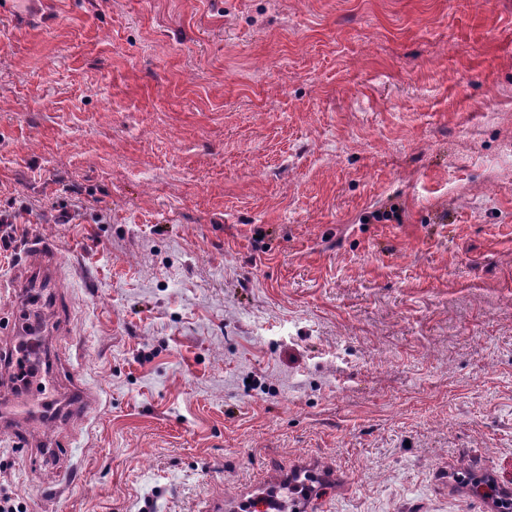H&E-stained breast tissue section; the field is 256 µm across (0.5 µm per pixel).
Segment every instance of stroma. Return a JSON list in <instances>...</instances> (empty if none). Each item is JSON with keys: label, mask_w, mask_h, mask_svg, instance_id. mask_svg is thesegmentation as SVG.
Instances as JSON below:
<instances>
[{"label": "stroma", "mask_w": 512, "mask_h": 512, "mask_svg": "<svg viewBox=\"0 0 512 512\" xmlns=\"http://www.w3.org/2000/svg\"><path fill=\"white\" fill-rule=\"evenodd\" d=\"M1 210L59 270L22 512L512 496V0H13Z\"/></svg>", "instance_id": "obj_1"}]
</instances>
